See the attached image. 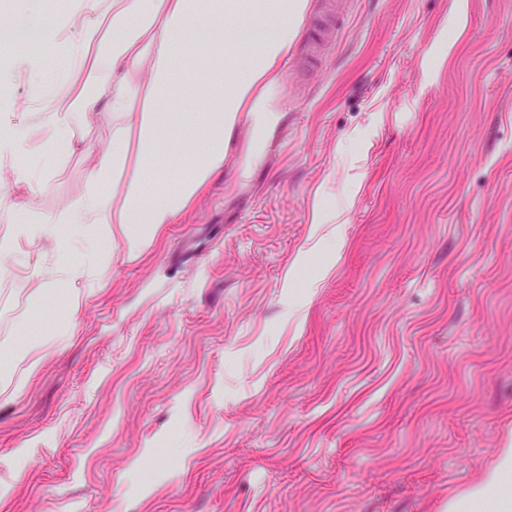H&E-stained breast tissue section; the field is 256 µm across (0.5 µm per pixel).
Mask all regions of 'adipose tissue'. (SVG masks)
<instances>
[{"label": "adipose tissue", "instance_id": "obj_1", "mask_svg": "<svg viewBox=\"0 0 512 512\" xmlns=\"http://www.w3.org/2000/svg\"><path fill=\"white\" fill-rule=\"evenodd\" d=\"M265 10L268 31L240 52L247 64L224 87L223 68L213 66L234 35L229 14ZM308 0H71L54 18L32 11L12 32L18 40L48 29L61 66L55 79L28 106L14 109L13 84L38 70L40 56L29 50L0 52V166L14 172L19 208H6L16 226L0 252L20 242H47L53 251L49 270H36L43 294L74 277L78 268L94 270L112 255L113 225H121L127 261L138 260L157 230L174 223L224 167V145L241 120L252 128L251 151L240 164L241 177L263 155L264 136L279 120L268 91L297 35ZM206 43L200 60L207 75L205 96L171 121L164 107L183 87L175 61L186 45ZM112 115L110 145L93 153L86 187L74 202L54 213L40 210L41 196L62 161L75 151L74 126L97 124V109ZM198 141L192 159L183 156L184 136ZM38 143L42 166L22 158ZM164 162L168 173L152 192L140 178H126L131 166ZM512 448L504 449L484 482L451 501L449 512H512Z\"/></svg>", "mask_w": 512, "mask_h": 512}]
</instances>
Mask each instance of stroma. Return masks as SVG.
Returning <instances> with one entry per match:
<instances>
[{
  "mask_svg": "<svg viewBox=\"0 0 512 512\" xmlns=\"http://www.w3.org/2000/svg\"><path fill=\"white\" fill-rule=\"evenodd\" d=\"M270 103L79 312L0 253V342L70 331L0 394V512H448L512 448V0H309Z\"/></svg>",
  "mask_w": 512,
  "mask_h": 512,
  "instance_id": "stroma-1",
  "label": "stroma"
}]
</instances>
